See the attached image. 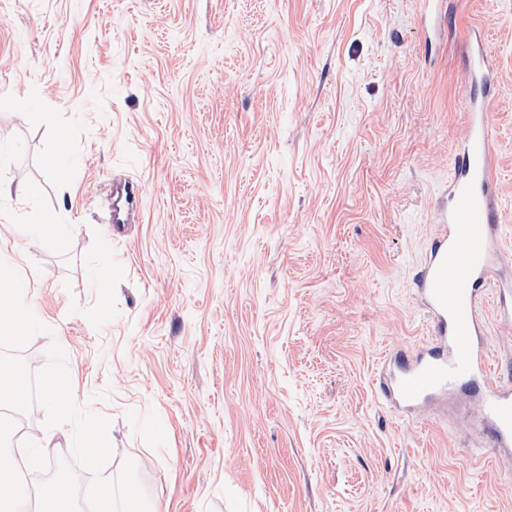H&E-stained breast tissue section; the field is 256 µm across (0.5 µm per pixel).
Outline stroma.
Listing matches in <instances>:
<instances>
[{
    "label": "stroma",
    "instance_id": "35a3bbf8",
    "mask_svg": "<svg viewBox=\"0 0 512 512\" xmlns=\"http://www.w3.org/2000/svg\"><path fill=\"white\" fill-rule=\"evenodd\" d=\"M0 0V260L110 419L154 512H512L463 396L396 414L414 285L464 138L465 42L500 91L512 242V0ZM26 224H68L26 244ZM35 407L0 440L50 476Z\"/></svg>",
    "mask_w": 512,
    "mask_h": 512
}]
</instances>
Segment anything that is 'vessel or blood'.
Returning a JSON list of instances; mask_svg holds the SVG:
<instances>
[{"label": "vessel or blood", "mask_w": 512, "mask_h": 512, "mask_svg": "<svg viewBox=\"0 0 512 512\" xmlns=\"http://www.w3.org/2000/svg\"><path fill=\"white\" fill-rule=\"evenodd\" d=\"M491 51L481 33H472L465 52L468 79L465 143L455 158L448 188L450 203L435 216L428 257L416 286L431 322L428 343L394 357L378 375L379 396L390 406L409 408L466 391L477 401L494 448L512 458V383L482 340L481 310L492 301L503 320L512 303L488 297L494 271L508 249L498 225L501 180L489 99L496 86Z\"/></svg>", "instance_id": "obj_1"}]
</instances>
